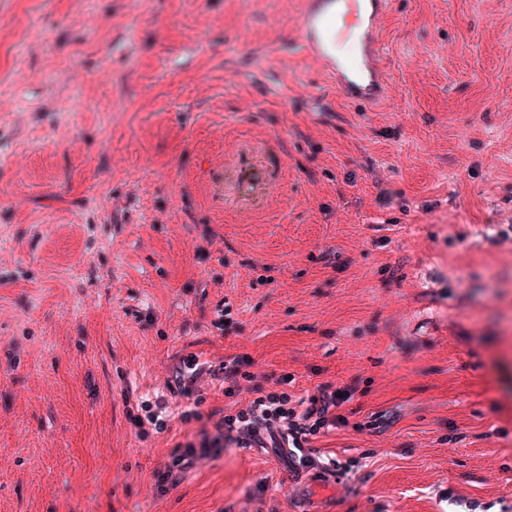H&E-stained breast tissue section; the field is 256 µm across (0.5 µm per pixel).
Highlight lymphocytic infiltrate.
I'll return each mask as SVG.
<instances>
[{"label": "lymphocytic infiltrate", "mask_w": 512, "mask_h": 512, "mask_svg": "<svg viewBox=\"0 0 512 512\" xmlns=\"http://www.w3.org/2000/svg\"><path fill=\"white\" fill-rule=\"evenodd\" d=\"M347 399L345 390L330 384L318 386L306 397L280 389L259 390L247 407L222 416L213 429H200L196 440L176 449L159 471V481L164 484L175 480L179 471L211 449L233 446L271 448L277 457L287 459L292 472L314 467L335 471L358 467V460L327 456L313 445L319 436L346 426L340 408Z\"/></svg>", "instance_id": "obj_1"}]
</instances>
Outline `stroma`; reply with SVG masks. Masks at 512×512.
Masks as SVG:
<instances>
[{
	"label": "stroma",
	"mask_w": 512,
	"mask_h": 512,
	"mask_svg": "<svg viewBox=\"0 0 512 512\" xmlns=\"http://www.w3.org/2000/svg\"><path fill=\"white\" fill-rule=\"evenodd\" d=\"M301 8L0 0V512H290L255 448L158 487L190 353L348 390L333 512H512V0H392L373 107ZM167 401L164 398L158 399L155 404L144 403L141 405V410L144 415H132V422L138 429L139 434L148 435L149 429L154 430L156 433L166 430L168 424L167 415Z\"/></svg>",
	"instance_id": "obj_1"
}]
</instances>
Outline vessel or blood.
I'll list each match as a JSON object with an SVG mask.
<instances>
[{"label": "vessel or blood", "mask_w": 512, "mask_h": 512, "mask_svg": "<svg viewBox=\"0 0 512 512\" xmlns=\"http://www.w3.org/2000/svg\"><path fill=\"white\" fill-rule=\"evenodd\" d=\"M389 5L390 0H303V51L323 62L337 91L355 102L376 104L387 94L379 19ZM335 486V475L317 468L293 475L294 512H325L323 495Z\"/></svg>", "instance_id": "1"}]
</instances>
